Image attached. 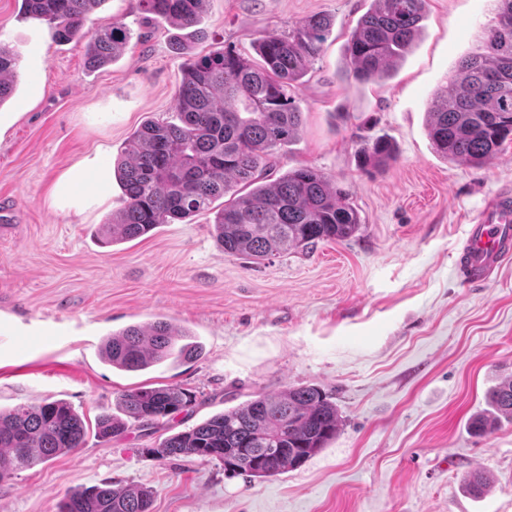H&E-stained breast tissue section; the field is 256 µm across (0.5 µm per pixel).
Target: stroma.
Returning <instances> with one entry per match:
<instances>
[{
  "label": "stroma",
  "instance_id": "obj_1",
  "mask_svg": "<svg viewBox=\"0 0 512 512\" xmlns=\"http://www.w3.org/2000/svg\"><path fill=\"white\" fill-rule=\"evenodd\" d=\"M138 0H106L87 29L121 20L134 36L92 70L86 42H57L22 0H0V42L17 49L16 90L0 104V409L68 403L87 422L120 414L143 386L195 391L190 413L82 448L0 482V512H59L66 494L102 483L145 487L152 512H512V422L490 434L469 422L512 375V261L485 284L458 278L472 219L512 184V142L487 164L448 163L425 116L459 61L479 51L494 0H428L422 32L392 75L344 79L345 45L370 0H207L206 36L144 23ZM332 19L292 95L299 135L278 149L275 174L313 167L350 191L361 229L345 242L253 263L216 243L212 218L164 224L104 248L103 224L123 205L114 175L146 120L173 122L183 57L253 55L265 34L311 16ZM390 139L395 163L361 169L360 139ZM165 320L195 336L199 357L142 372L100 358L104 338ZM316 385L335 402L339 432L300 468L230 477L221 462L150 456L166 437L260 394ZM490 486L469 494L464 479Z\"/></svg>",
  "mask_w": 512,
  "mask_h": 512
}]
</instances>
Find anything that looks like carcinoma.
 Instances as JSON below:
<instances>
[{"label": "carcinoma", "mask_w": 512, "mask_h": 512, "mask_svg": "<svg viewBox=\"0 0 512 512\" xmlns=\"http://www.w3.org/2000/svg\"><path fill=\"white\" fill-rule=\"evenodd\" d=\"M25 14L54 29L59 42L88 38L87 66L115 61L131 39L120 21L84 32L87 18L105 0H22ZM427 0H372L346 44L345 76L381 81L409 52ZM494 24L482 52L468 56L433 98L426 128L436 152L458 165L489 162L512 135V0H495ZM206 0H138L144 19L161 18L186 29L201 22ZM330 31L322 16L298 22L285 35H265L256 45L260 62L233 51L188 54L175 94L180 123H143L128 139L117 164L123 207L103 224V244L131 241L161 224L214 213L212 225L226 254L260 262L276 254L308 250L356 236L361 219L340 187L313 168L289 170L269 180L274 151L297 137L302 112L291 90L308 72ZM18 52L0 43V104L14 92ZM361 165L382 169L397 160L385 137L364 140ZM223 200L222 208L214 202ZM185 330L158 320L111 333L100 353L113 367L144 371L180 362L201 350L184 342ZM489 409L471 419L479 435L512 422V377L486 395ZM196 394L179 387H140L122 395L126 419L108 412L96 419L102 439L124 434L129 423L152 429L188 411ZM340 416L316 385L260 395L165 438L147 452L158 458L197 457L224 464L229 475L267 478L300 468L338 434ZM87 429L65 402L43 401L0 410V481L22 469L81 448ZM481 494L490 480L466 477ZM146 488L109 484L66 495L59 512H151Z\"/></svg>", "instance_id": "1"}]
</instances>
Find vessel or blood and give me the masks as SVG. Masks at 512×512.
<instances>
[{"instance_id":"vessel-or-blood-1","label":"vessel or blood","mask_w":512,"mask_h":512,"mask_svg":"<svg viewBox=\"0 0 512 512\" xmlns=\"http://www.w3.org/2000/svg\"><path fill=\"white\" fill-rule=\"evenodd\" d=\"M512 258V196L489 197L474 220L458 261L463 282L484 283L503 263Z\"/></svg>"}]
</instances>
